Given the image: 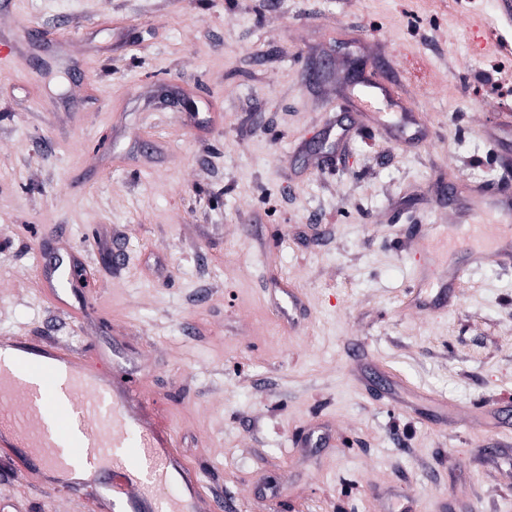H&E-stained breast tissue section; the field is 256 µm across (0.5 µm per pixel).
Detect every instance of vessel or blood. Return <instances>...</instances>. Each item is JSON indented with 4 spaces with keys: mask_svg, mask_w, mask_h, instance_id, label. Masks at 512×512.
Masks as SVG:
<instances>
[{
    "mask_svg": "<svg viewBox=\"0 0 512 512\" xmlns=\"http://www.w3.org/2000/svg\"><path fill=\"white\" fill-rule=\"evenodd\" d=\"M503 249L477 265L512 263V224L497 225ZM19 358H0V447L24 448L63 488L79 465L111 493L109 512H197L195 473L179 466L174 434L152 418L143 386L107 380L74 351L6 339Z\"/></svg>",
    "mask_w": 512,
    "mask_h": 512,
    "instance_id": "vessel-or-blood-1",
    "label": "vessel or blood"
}]
</instances>
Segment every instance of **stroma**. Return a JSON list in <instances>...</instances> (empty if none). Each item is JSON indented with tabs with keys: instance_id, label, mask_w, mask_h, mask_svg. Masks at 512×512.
<instances>
[{
	"instance_id": "stroma-1",
	"label": "stroma",
	"mask_w": 512,
	"mask_h": 512,
	"mask_svg": "<svg viewBox=\"0 0 512 512\" xmlns=\"http://www.w3.org/2000/svg\"><path fill=\"white\" fill-rule=\"evenodd\" d=\"M2 42L0 336L143 378L224 512H512V266L440 294L505 220L512 0H0ZM100 499L0 451V512Z\"/></svg>"
}]
</instances>
